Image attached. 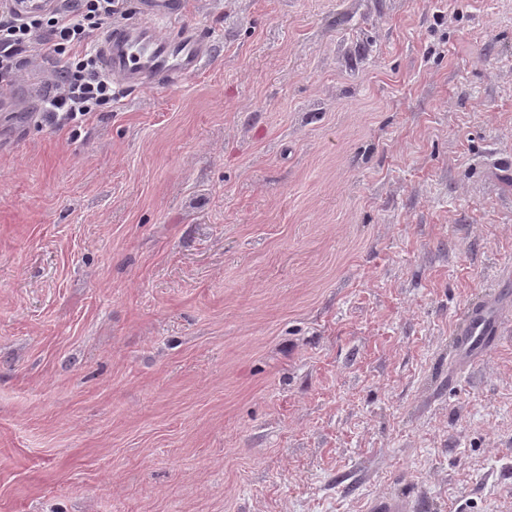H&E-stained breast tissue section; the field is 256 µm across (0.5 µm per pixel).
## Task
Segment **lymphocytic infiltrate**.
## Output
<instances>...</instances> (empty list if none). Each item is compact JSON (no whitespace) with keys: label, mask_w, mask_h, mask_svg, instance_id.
I'll return each instance as SVG.
<instances>
[{"label":"lymphocytic infiltrate","mask_w":512,"mask_h":512,"mask_svg":"<svg viewBox=\"0 0 512 512\" xmlns=\"http://www.w3.org/2000/svg\"><path fill=\"white\" fill-rule=\"evenodd\" d=\"M119 0H72L71 5L20 17L10 0H0V84L16 76L19 54L35 32L46 31L45 53L54 62L57 90L44 109L58 124L112 103L121 93L105 77L86 45L90 36L112 23Z\"/></svg>","instance_id":"lymphocytic-infiltrate-1"}]
</instances>
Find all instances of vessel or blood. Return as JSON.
Wrapping results in <instances>:
<instances>
[{
  "label": "vessel or blood",
  "instance_id": "1",
  "mask_svg": "<svg viewBox=\"0 0 512 512\" xmlns=\"http://www.w3.org/2000/svg\"><path fill=\"white\" fill-rule=\"evenodd\" d=\"M139 20L108 27L96 42L104 71L123 89L175 85L198 73L210 60L213 42L182 22V0H137ZM501 315L490 302L467 309L455 332L462 354L500 338Z\"/></svg>",
  "mask_w": 512,
  "mask_h": 512
}]
</instances>
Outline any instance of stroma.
<instances>
[{"label":"stroma","instance_id":"35a3bbf8","mask_svg":"<svg viewBox=\"0 0 512 512\" xmlns=\"http://www.w3.org/2000/svg\"><path fill=\"white\" fill-rule=\"evenodd\" d=\"M183 20L200 73L61 128L19 56L0 512H512V0ZM501 315L492 302L465 312L455 332V343L463 355L478 351L500 339Z\"/></svg>","mask_w":512,"mask_h":512}]
</instances>
